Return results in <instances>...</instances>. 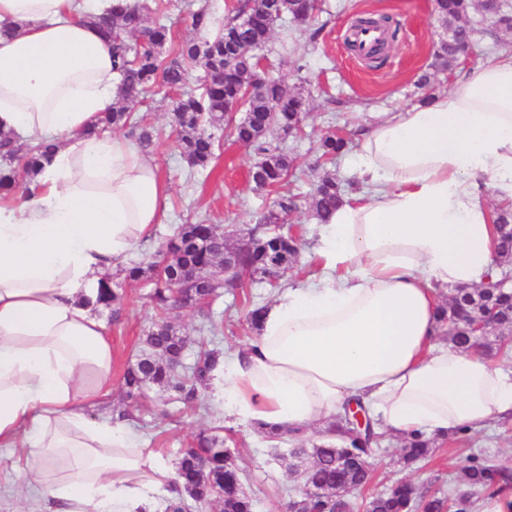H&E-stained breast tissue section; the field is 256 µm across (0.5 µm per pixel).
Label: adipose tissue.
<instances>
[{
    "instance_id": "adipose-tissue-1",
    "label": "adipose tissue",
    "mask_w": 512,
    "mask_h": 512,
    "mask_svg": "<svg viewBox=\"0 0 512 512\" xmlns=\"http://www.w3.org/2000/svg\"><path fill=\"white\" fill-rule=\"evenodd\" d=\"M105 0H0V131L53 152L0 197V447L30 512H153L175 464L107 406L103 279L160 221L136 142L90 134L117 97ZM361 188L321 225L318 270L214 372L225 417L304 435L361 401L410 439L512 423V375L441 339V292L496 275L489 197L512 202V48L360 132Z\"/></svg>"
}]
</instances>
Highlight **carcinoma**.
<instances>
[{
  "label": "carcinoma",
  "instance_id": "obj_1",
  "mask_svg": "<svg viewBox=\"0 0 512 512\" xmlns=\"http://www.w3.org/2000/svg\"><path fill=\"white\" fill-rule=\"evenodd\" d=\"M435 3L439 20L452 29L449 42L438 53L443 67L449 68L457 61L455 40L471 39L473 30L465 21L477 4L474 0ZM171 7L170 0H114L110 17H97L112 50L119 99L112 110L103 113L94 131L128 127L140 148H149L153 127L147 115L136 116L134 110L146 101L151 89L162 85L177 128L174 147L190 173H202L211 167L216 159L213 130L226 126L236 142L258 156L249 172L255 189L270 188L277 195L260 224L242 231L232 245L226 243L214 224H180L160 244L147 266L132 263L123 269L124 280L141 282L149 289L147 296L156 316L143 338L142 355L123 374L126 398L137 402L156 386L179 393L189 406L196 403L198 388L208 385L221 352L201 342L194 367L188 373L182 371L189 341L169 321L168 313L175 307L173 288L185 291L186 307L204 313L200 330L215 333L218 324L205 313L221 289L212 286L216 281L213 268L230 262L250 278L276 286L299 262L300 237L275 230L296 209L295 196L286 187L297 168L296 158L284 150L275 134L296 136L302 132L309 96L278 79L264 80L253 94L249 86L257 75L255 51L270 40L276 24L287 19L299 26L309 24L320 11V0H245L232 9L218 29L213 13L204 5L189 11L190 26L199 37L178 42L174 41L171 26L165 23ZM172 43L175 54L169 59L158 48ZM187 64L201 69L202 87L188 86ZM238 106L245 112L239 121L230 115ZM348 149L349 141L334 131L325 133L317 147L319 159L329 163L336 162ZM49 150V146L39 143L22 154L14 136L0 132V158L7 163L0 168V193H14L18 188L16 170L8 163L16 160L24 169L33 170L38 158ZM348 185L352 182L334 172L321 176L308 201L312 217L325 223ZM494 224L500 232L499 263L504 264L512 261V208L494 209ZM122 299L121 284L113 279L101 286L98 303L104 307L119 305ZM488 308L496 311V336L501 340L512 337V288H456L440 311L448 341L465 346L467 323ZM326 436L338 437L343 446L337 448L326 441L307 448L299 438L297 447L290 451L308 459L303 486L297 498L289 501L293 512H339L342 503L336 499V492L360 489L372 478L371 454L383 440L372 422L358 429L348 415H339L327 426ZM403 451L406 459L416 461L429 453L430 442L419 436ZM243 477L235 453L224 447V440L202 432L178 459L174 486L180 490L177 498L165 500L164 512H205L214 501L220 503V512H254V501L244 489ZM463 480L474 492L483 493L507 480V476L475 458L463 469ZM448 502L446 496L424 499L414 484L400 482L365 500L363 512H447Z\"/></svg>",
  "mask_w": 512,
  "mask_h": 512
}]
</instances>
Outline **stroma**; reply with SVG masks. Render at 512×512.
Returning a JSON list of instances; mask_svg holds the SVG:
<instances>
[{"label":"stroma","mask_w":512,"mask_h":512,"mask_svg":"<svg viewBox=\"0 0 512 512\" xmlns=\"http://www.w3.org/2000/svg\"><path fill=\"white\" fill-rule=\"evenodd\" d=\"M384 14L399 25V33L383 64L363 61L347 48L346 36L358 14ZM319 28L316 42H309L301 27L277 25L269 42L259 51L269 76L283 80L288 87L301 86L310 94V112L301 137H281V144L298 159L293 190L299 193L298 210L286 223L303 240L298 265L286 280L293 283L309 275L315 267V222L308 210V197L319 179L314 169L316 144L326 131L333 130L357 138L360 128L383 112H397L417 105L425 93H441L454 86L455 71L439 67L436 52L445 37L433 0H322V11L313 22ZM428 76V88H421V76ZM155 128L147 156L153 158L168 188L151 242L134 250L131 259L150 262L164 238L175 226L198 220L218 225L221 233L236 239L240 229L258 224L273 197L256 190L248 180L255 153L236 143L228 131H217L222 144L210 176H188L187 166L173 147L169 105L162 95L147 98ZM120 314L103 310L102 317L112 338L114 353L112 408L125 412L134 431L175 458L178 449L190 446L197 434L209 431L222 436L245 470V488L256 501V512H284L296 494L297 482L286 465L274 461L273 448L287 450L293 440L269 444L260 434L225 420L212 399L210 389L199 391L196 406L188 407L174 399L173 392L152 388L148 396L134 404L125 397L122 376L142 350L141 339L153 319L146 290L136 283H123ZM277 294L267 284L252 283L246 293L225 290L213 305L221 328L212 338L214 348L230 353L255 336L246 321L251 303H269ZM480 454L492 465L512 472V424H497L471 434L433 438L432 452L423 461L405 464L402 444L385 437L371 461L373 479L368 487L350 493L353 502L376 495L393 482L408 480L426 495L465 492L462 469L471 455Z\"/></svg>","instance_id":"stroma-1"}]
</instances>
